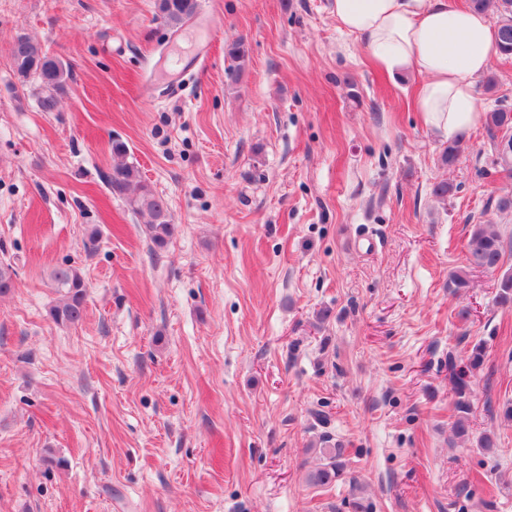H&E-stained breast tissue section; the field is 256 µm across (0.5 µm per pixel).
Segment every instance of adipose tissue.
<instances>
[{
  "instance_id": "1",
  "label": "adipose tissue",
  "mask_w": 512,
  "mask_h": 512,
  "mask_svg": "<svg viewBox=\"0 0 512 512\" xmlns=\"http://www.w3.org/2000/svg\"><path fill=\"white\" fill-rule=\"evenodd\" d=\"M345 32L364 37L374 63L421 83L414 108L445 139L480 119L473 80L498 53L497 31L452 0H330Z\"/></svg>"
}]
</instances>
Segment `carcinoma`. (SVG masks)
<instances>
[{
	"label": "carcinoma",
	"instance_id": "cac0c4a2",
	"mask_svg": "<svg viewBox=\"0 0 512 512\" xmlns=\"http://www.w3.org/2000/svg\"><path fill=\"white\" fill-rule=\"evenodd\" d=\"M467 6L477 12L497 16V38L502 57L512 58V0H468ZM159 17L173 30L180 29L196 12L197 0H157ZM13 67L22 83L34 82L40 89L39 104L43 111L52 112L57 106L58 93L65 90L72 71L68 64L49 55L44 47L28 37H18L11 46ZM227 56L233 62L232 73L240 72L248 58L245 43L238 40L227 47ZM484 129L489 140L501 152L503 171L512 178V109L499 104L484 118ZM466 133L459 134L442 149L439 161L444 167L454 166L463 151ZM112 173L108 183L112 193L124 198L136 215L147 216L146 232L159 248L168 244L178 233L166 201L157 195L143 179L134 162L127 160L128 148L120 140H112ZM467 262L471 269L496 271L505 254L504 243L492 224L472 226L466 244ZM57 287L65 290L64 299L51 310L53 320L62 325H74L83 318L87 285L74 268H57L51 274ZM496 301L512 307V273H504L498 281ZM448 368L453 371L455 393L452 431L458 438L468 436L467 415L471 409V387L466 372L455 371L453 355H448ZM319 464L306 474L308 485L330 488L346 481V449L342 443L324 435L319 447L313 449Z\"/></svg>",
	"mask_w": 512,
	"mask_h": 512
}]
</instances>
